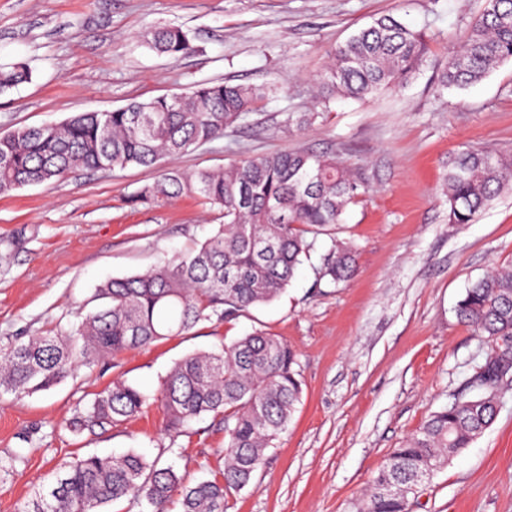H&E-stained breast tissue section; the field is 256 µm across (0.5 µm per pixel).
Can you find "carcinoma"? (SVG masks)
I'll list each match as a JSON object with an SVG mask.
<instances>
[{
    "label": "carcinoma",
    "mask_w": 512,
    "mask_h": 512,
    "mask_svg": "<svg viewBox=\"0 0 512 512\" xmlns=\"http://www.w3.org/2000/svg\"><path fill=\"white\" fill-rule=\"evenodd\" d=\"M147 43L172 56L193 46L179 28L150 32ZM420 35L394 16L375 19L328 53L317 78L321 101L365 99L406 83L423 62ZM512 60V0H484L463 47L448 56L439 85L464 88ZM31 79L24 61L0 71V92ZM263 93L226 82L205 83L173 96L133 101L111 112H77L58 124L20 127L0 135V194L50 184L80 170L159 167L189 149L224 137ZM361 182L335 157L305 150L258 154L217 169L164 170L140 192L144 199L191 195L222 210L224 224L195 250L153 269L113 278L97 290L101 301L67 334L33 336L0 345V392L17 397L48 390L81 367L191 330L198 322L238 316L277 299L303 259L314 251L308 235L342 223ZM448 221L469 224L504 190H512V158L459 150L445 174ZM355 251L334 241L320 255L319 279L336 284L356 272ZM458 320L489 344L472 383L481 393L459 397L433 413L392 449L357 512H411L419 474L430 475L494 423L499 390L512 376V270L492 272L466 289ZM296 352L277 336L255 331L229 345L194 352L162 379L156 403L166 430L179 432L204 414L224 420V470L193 484L129 450L88 454L58 467L18 512H105L114 501L146 502L168 512H226L229 493L249 485L267 451L288 428L302 393ZM149 406L137 386L116 379L72 423L75 432L108 427Z\"/></svg>",
    "instance_id": "carcinoma-1"
}]
</instances>
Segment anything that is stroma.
I'll return each mask as SVG.
<instances>
[{"instance_id":"obj_1","label":"stroma","mask_w":512,"mask_h":512,"mask_svg":"<svg viewBox=\"0 0 512 512\" xmlns=\"http://www.w3.org/2000/svg\"><path fill=\"white\" fill-rule=\"evenodd\" d=\"M483 0H0V69L26 61L30 82L0 93V132L110 111L211 82L262 87L259 108L223 138L168 160L183 172L261 153L302 149L343 161L365 187L335 235L356 251L345 283L304 262L276 300L224 321L126 351L47 391L0 394V512H17L59 464L133 449L189 479L222 471L224 425L213 415L165 429L158 408L117 426L69 431L113 380L156 395L187 354L263 330L296 352L302 398L227 512H353L390 449L465 391L488 350L454 307L494 267L512 269V192L469 224L448 221L449 153L512 155V60L465 89L441 71ZM392 15L421 34V70L402 86L322 105L315 80L336 43ZM187 32L194 50L159 54L156 26ZM316 120L299 125V117ZM155 168L87 170L0 194V342L68 330L96 288L185 254L223 224L222 211L183 196L143 201ZM413 512H512V384L495 422L439 470Z\"/></svg>"}]
</instances>
